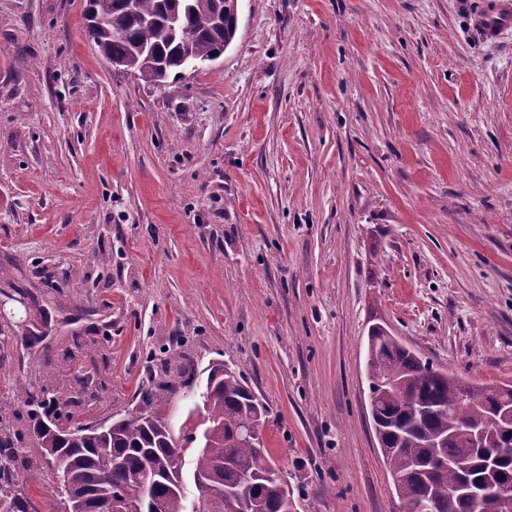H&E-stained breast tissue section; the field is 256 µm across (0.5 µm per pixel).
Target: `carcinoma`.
<instances>
[{
	"label": "carcinoma",
	"mask_w": 512,
	"mask_h": 512,
	"mask_svg": "<svg viewBox=\"0 0 512 512\" xmlns=\"http://www.w3.org/2000/svg\"><path fill=\"white\" fill-rule=\"evenodd\" d=\"M136 3V10L129 11L125 0H87L86 31L105 60L123 62L149 85L162 86L180 77L187 56L224 54L236 36L233 0H224L222 26L202 7L204 0ZM369 342L377 348L371 362L370 386L376 393L371 418L399 499L409 504L428 498L433 512H497L491 501L470 506L449 498L448 491L465 475L474 482L486 477L483 449L473 447L461 430L512 403V384L469 383L421 358L380 325L372 328ZM206 372L204 390H189L186 396L196 399L213 429L187 474L171 469L147 474L151 465L184 451L167 411L170 398L181 394L194 376L184 368L142 395L144 408L109 419L100 431L60 429L56 396L46 388L31 391L27 402L32 443L47 456L53 476H62L81 500L84 512H113L117 492L139 484L146 495L163 499L165 512H200L187 483L214 473L221 464L222 488L250 500L252 512H292L285 496L287 481L265 458L266 406L234 366L215 363ZM487 442L492 448L512 449V424L494 429ZM16 457L11 429L0 425V459ZM42 475L35 467L19 480L0 466V489H10L7 512H37L18 483L38 482Z\"/></svg>",
	"instance_id": "1"
}]
</instances>
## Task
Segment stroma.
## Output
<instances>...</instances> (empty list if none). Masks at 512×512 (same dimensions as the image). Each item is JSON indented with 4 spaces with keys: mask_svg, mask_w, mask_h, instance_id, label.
I'll return each mask as SVG.
<instances>
[{
    "mask_svg": "<svg viewBox=\"0 0 512 512\" xmlns=\"http://www.w3.org/2000/svg\"><path fill=\"white\" fill-rule=\"evenodd\" d=\"M484 0H241L233 44L155 88L86 0H0V421L21 382L131 411L160 361L233 362L297 512H397L368 329L512 382V27ZM112 258L101 269L96 255ZM483 30L488 37H494L500 25L512 20V2L510 0H489ZM497 21L493 23L491 20Z\"/></svg>",
    "mask_w": 512,
    "mask_h": 512,
    "instance_id": "obj_1",
    "label": "stroma"
}]
</instances>
